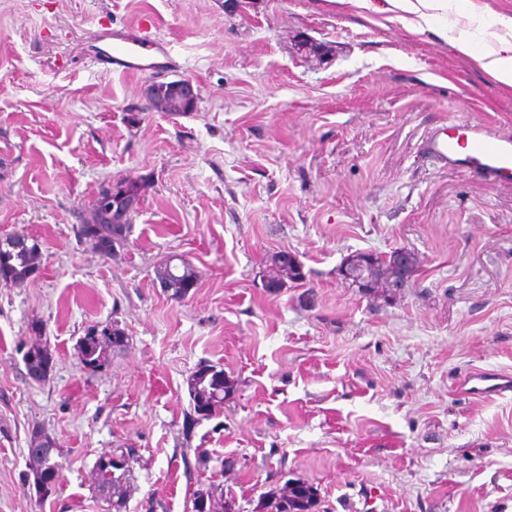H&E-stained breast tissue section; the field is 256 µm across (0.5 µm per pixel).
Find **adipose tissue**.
<instances>
[{"mask_svg": "<svg viewBox=\"0 0 512 512\" xmlns=\"http://www.w3.org/2000/svg\"><path fill=\"white\" fill-rule=\"evenodd\" d=\"M339 5H350L359 14L385 15L387 21L400 23L412 33H430L440 39H452L462 52L471 51L470 25L481 17L479 7L461 13L459 0H335ZM464 14L466 23L449 30L446 20L450 15ZM492 28L485 49L473 53L479 68L502 87L512 88V17L493 15Z\"/></svg>", "mask_w": 512, "mask_h": 512, "instance_id": "1", "label": "adipose tissue"}]
</instances>
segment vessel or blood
<instances>
[{"label": "vessel or blood", "mask_w": 512, "mask_h": 512, "mask_svg": "<svg viewBox=\"0 0 512 512\" xmlns=\"http://www.w3.org/2000/svg\"><path fill=\"white\" fill-rule=\"evenodd\" d=\"M104 45L103 59L123 73L143 71L142 59L148 51L166 54L163 42L150 35L147 27L133 31L104 28L97 34ZM425 149L442 167L470 169L494 184L512 182V137L469 122H450L428 136ZM468 395L485 397L512 392V377L491 371H472L457 383Z\"/></svg>", "instance_id": "obj_1"}]
</instances>
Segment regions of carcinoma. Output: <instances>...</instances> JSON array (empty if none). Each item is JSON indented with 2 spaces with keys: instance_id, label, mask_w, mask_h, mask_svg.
<instances>
[{
  "instance_id": "cac0c4a2",
  "label": "carcinoma",
  "mask_w": 512,
  "mask_h": 512,
  "mask_svg": "<svg viewBox=\"0 0 512 512\" xmlns=\"http://www.w3.org/2000/svg\"><path fill=\"white\" fill-rule=\"evenodd\" d=\"M112 208V203L95 197L91 201L92 221L82 223L76 228L79 239L86 240L95 247H104L105 255L109 256L117 248L125 245L130 225L124 229H115L105 218ZM362 253L350 255L343 263L341 272L360 269L363 278L370 280L372 287L384 290L389 287L392 279L403 273L411 274L417 264L414 252H408L406 271L395 266L392 255H378L360 266ZM40 259V247L35 241L30 242L23 236H9L0 240V276L14 286H22L36 272ZM159 284L171 289V296L183 297V285L188 279L199 278L197 269L186 260L178 266L171 261L156 268ZM267 283L280 290L290 283L304 279L300 265L295 259L288 258V253L280 251L269 258L264 271ZM124 331L116 325H105L101 329L90 326L80 337L78 358L82 369L94 373L109 363L112 353V337L122 336ZM26 370L46 379L52 368V357L49 351L39 345L29 348L23 357ZM188 393L194 413L209 417L216 410L224 407V401L233 397L236 383L214 365H201L187 381ZM138 455L134 448H122L101 455L95 464L96 484L98 489L112 497L115 512H121L127 499V487L132 472V464L137 462ZM195 504L205 507L204 512H240L232 498L224 497V489L220 485L209 482L199 485L192 492ZM252 512H326L323 509L318 488L311 482L302 479H291L282 488H272L258 496Z\"/></svg>"
}]
</instances>
